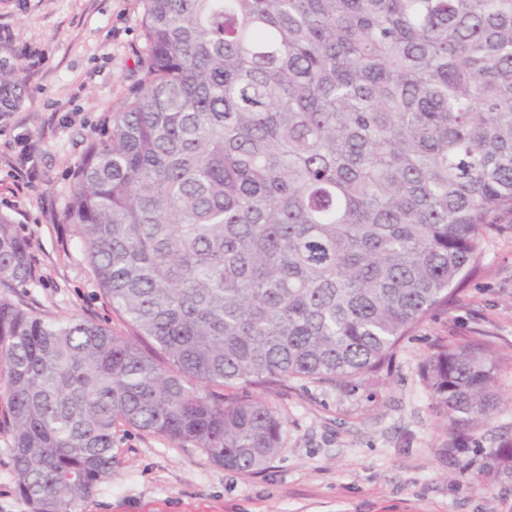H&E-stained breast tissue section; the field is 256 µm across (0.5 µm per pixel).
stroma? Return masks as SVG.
<instances>
[{"instance_id": "1", "label": "stroma", "mask_w": 512, "mask_h": 512, "mask_svg": "<svg viewBox=\"0 0 512 512\" xmlns=\"http://www.w3.org/2000/svg\"><path fill=\"white\" fill-rule=\"evenodd\" d=\"M144 0H0V69L18 71L16 108L0 117V213L30 243L38 278L0 296L50 317L123 323L100 294L63 217L71 173L108 109L141 71ZM32 146L33 172L17 173ZM490 342L498 408L464 447L437 417L421 376L441 346ZM283 449L260 473L224 470L193 445L129 431L112 480L78 512H512V216L492 226L448 307L401 342L378 379L353 393L292 383L271 395ZM0 430V512H29Z\"/></svg>"}]
</instances>
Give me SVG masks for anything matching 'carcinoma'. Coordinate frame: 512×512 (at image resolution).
<instances>
[{
	"label": "carcinoma",
	"mask_w": 512,
	"mask_h": 512,
	"mask_svg": "<svg viewBox=\"0 0 512 512\" xmlns=\"http://www.w3.org/2000/svg\"><path fill=\"white\" fill-rule=\"evenodd\" d=\"M142 76L64 215L132 335L0 298V396L30 512H77L119 433L243 475L268 394L353 392L512 215V0H145ZM37 278L0 214V285ZM456 430L499 403L486 343L422 367Z\"/></svg>",
	"instance_id": "1"
}]
</instances>
